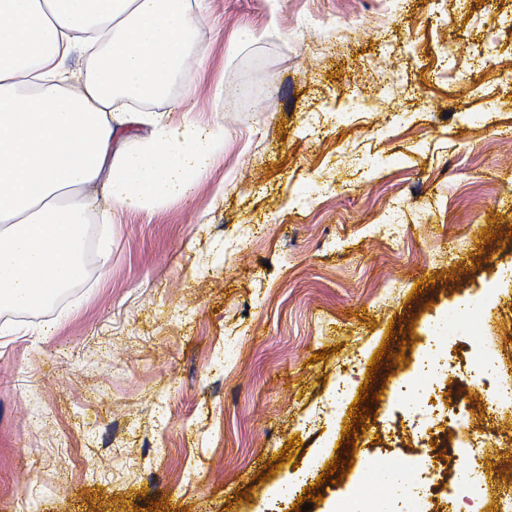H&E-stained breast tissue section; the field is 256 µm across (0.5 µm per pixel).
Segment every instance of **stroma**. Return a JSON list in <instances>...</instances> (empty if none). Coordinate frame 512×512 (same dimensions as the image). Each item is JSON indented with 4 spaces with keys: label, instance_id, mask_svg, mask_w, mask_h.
<instances>
[{
    "label": "stroma",
    "instance_id": "35a3bbf8",
    "mask_svg": "<svg viewBox=\"0 0 512 512\" xmlns=\"http://www.w3.org/2000/svg\"><path fill=\"white\" fill-rule=\"evenodd\" d=\"M433 3L198 0L190 62L139 109L223 148L187 197L110 224L106 186L83 189L84 275L0 307V512H295L312 487V512H495L512 494V412L486 414L479 378L392 391L432 338L499 355L512 385V0H447L442 25ZM395 330L413 335L398 361ZM366 383L382 397L357 425ZM433 389L467 405L438 431L491 435L450 458L479 465L483 502L411 494Z\"/></svg>",
    "mask_w": 512,
    "mask_h": 512
}]
</instances>
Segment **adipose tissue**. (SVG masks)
<instances>
[{"label": "adipose tissue", "mask_w": 512, "mask_h": 512, "mask_svg": "<svg viewBox=\"0 0 512 512\" xmlns=\"http://www.w3.org/2000/svg\"><path fill=\"white\" fill-rule=\"evenodd\" d=\"M187 0H0V304L38 307L84 272L86 205L106 181L117 208L184 197L221 135L127 112L162 96L195 50ZM90 66L73 82L64 62ZM146 128L135 146L118 126Z\"/></svg>", "instance_id": "1"}]
</instances>
